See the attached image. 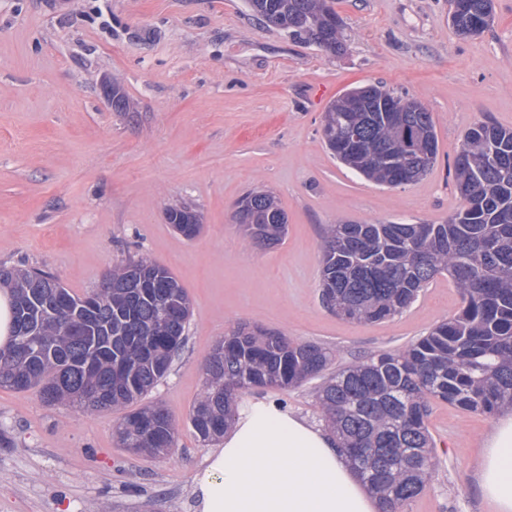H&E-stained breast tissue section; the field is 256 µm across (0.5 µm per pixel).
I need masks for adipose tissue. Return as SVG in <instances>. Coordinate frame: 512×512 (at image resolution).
Here are the masks:
<instances>
[{
	"label": "adipose tissue",
	"mask_w": 512,
	"mask_h": 512,
	"mask_svg": "<svg viewBox=\"0 0 512 512\" xmlns=\"http://www.w3.org/2000/svg\"><path fill=\"white\" fill-rule=\"evenodd\" d=\"M480 493L512 512V414L484 444ZM196 512H378L334 437L271 401L241 405L193 478Z\"/></svg>",
	"instance_id": "obj_1"
}]
</instances>
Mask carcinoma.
Wrapping results in <instances>:
<instances>
[{"instance_id": "obj_1", "label": "carcinoma", "mask_w": 512, "mask_h": 512, "mask_svg": "<svg viewBox=\"0 0 512 512\" xmlns=\"http://www.w3.org/2000/svg\"><path fill=\"white\" fill-rule=\"evenodd\" d=\"M257 19L322 50L346 48L333 0H247ZM449 21L461 37L480 34L492 0H457ZM351 89L326 109L321 136L338 160L387 187L417 181L435 164L438 139L431 112L384 118L379 97ZM364 93L362 112L349 99ZM112 110L128 99L107 85ZM498 163L488 162L487 143ZM454 161L463 200L446 224H328L322 233V299L336 316L377 322L408 308L435 276L448 274L463 297L460 313L405 350L359 360L319 390L328 426L370 490L380 512H399L424 488L432 467L425 427L435 397L493 414L512 406V129L482 121L464 135ZM235 222L263 245L282 239L288 219L275 196L254 189L237 202ZM168 223L188 240L201 229L191 204L166 209ZM10 291L14 343L0 349V387L36 390L48 405L79 411H124L116 427L123 448L151 456L175 447L176 427L161 405L128 407L166 376L185 340L191 302L166 268L148 257L116 264L98 287L79 296L53 276L0 266ZM332 354L282 334L240 325L204 364L205 385L189 412L200 441L224 436L238 393L287 389L319 376Z\"/></svg>"}]
</instances>
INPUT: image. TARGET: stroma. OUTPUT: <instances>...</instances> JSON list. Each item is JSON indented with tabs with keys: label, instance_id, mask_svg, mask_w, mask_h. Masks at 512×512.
Returning a JSON list of instances; mask_svg holds the SVG:
<instances>
[{
	"label": "stroma",
	"instance_id": "1",
	"mask_svg": "<svg viewBox=\"0 0 512 512\" xmlns=\"http://www.w3.org/2000/svg\"><path fill=\"white\" fill-rule=\"evenodd\" d=\"M339 54L291 39L245 0H0V265L42 270L76 295L145 255L191 300L184 345L148 394L177 423L168 456L120 447L118 413L80 414L33 391L0 388V512H194L193 478L210 448L188 413L216 341L237 324L333 351V369L404 350L463 306L437 275L400 314L350 322L320 298L324 225L443 224L460 206L454 160L474 124L512 128V0H493L480 34L457 36L451 0H336ZM131 102L113 111L104 79ZM379 83L424 103L438 156L422 179L378 185L333 157L327 106ZM271 191L288 216L258 246L233 220L247 191ZM188 202L192 240L165 219ZM318 379L262 399L322 426ZM495 416L431 399L434 469L401 512H496L476 474Z\"/></svg>",
	"mask_w": 512,
	"mask_h": 512
}]
</instances>
